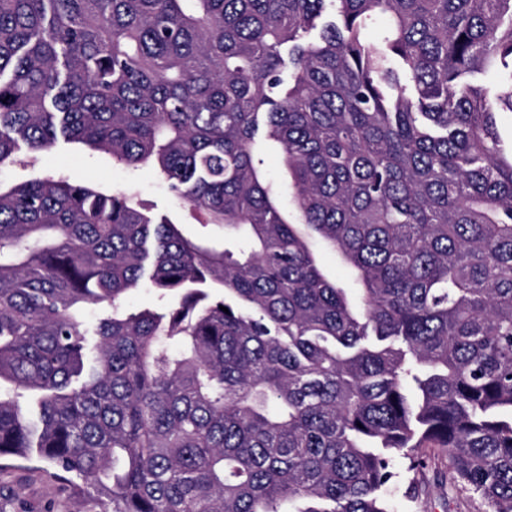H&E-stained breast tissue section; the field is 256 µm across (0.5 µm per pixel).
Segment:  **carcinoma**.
I'll list each match as a JSON object with an SVG mask.
<instances>
[{
	"instance_id": "carcinoma-1",
	"label": "carcinoma",
	"mask_w": 512,
	"mask_h": 512,
	"mask_svg": "<svg viewBox=\"0 0 512 512\" xmlns=\"http://www.w3.org/2000/svg\"><path fill=\"white\" fill-rule=\"evenodd\" d=\"M504 106L512 0H0V165L81 143L224 228L0 185V458L112 512H396L430 459L512 512Z\"/></svg>"
}]
</instances>
